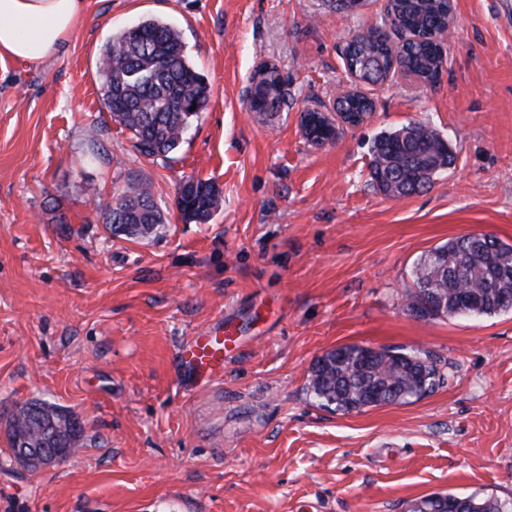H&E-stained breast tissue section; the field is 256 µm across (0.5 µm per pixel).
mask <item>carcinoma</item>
I'll use <instances>...</instances> for the list:
<instances>
[{
	"label": "carcinoma",
	"instance_id": "obj_1",
	"mask_svg": "<svg viewBox=\"0 0 512 512\" xmlns=\"http://www.w3.org/2000/svg\"><path fill=\"white\" fill-rule=\"evenodd\" d=\"M448 0H390L385 24L407 35L398 44L382 28L357 30L346 44L345 66L365 84L384 82L393 63L434 86L442 77ZM103 97L112 120L130 133L134 147L146 157H168L183 141L191 119L209 99V86L189 60L181 33L165 20L150 18L112 34L99 66ZM273 110L285 103L281 81L265 82ZM339 110L350 115L371 114L367 96L346 94ZM373 185L392 198L408 197L431 186L434 177L454 162L443 137L429 126L413 122L377 135L371 145ZM177 208L187 223L208 221L220 205V192L211 182L187 178ZM105 224L113 234L144 237L164 223L152 185L130 181L104 208ZM414 287L407 308L426 302L428 316L496 315L512 310V244L487 234L449 240L420 257L412 270ZM330 350L310 367L308 390L319 405L336 412H362L370 407L419 399L440 384L434 359L419 350L385 348L372 359L364 347ZM78 447L83 426L75 415L53 404L31 401L7 421L11 453L23 438L29 448L45 444L46 431ZM411 512H512V501L494 497L432 494L410 504Z\"/></svg>",
	"mask_w": 512,
	"mask_h": 512
}]
</instances>
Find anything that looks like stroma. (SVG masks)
<instances>
[{"mask_svg": "<svg viewBox=\"0 0 512 512\" xmlns=\"http://www.w3.org/2000/svg\"><path fill=\"white\" fill-rule=\"evenodd\" d=\"M385 0H85L63 52L0 59V512H407L430 494L512 498V310L415 316L411 269L449 239L512 243V0H454L439 85L397 74L362 86L363 125L317 146L309 108L332 112L341 50L382 25ZM177 27L209 86L180 147L148 158L110 118L97 75L112 33ZM277 68L279 112L249 109ZM449 142L453 165L391 199L369 176L374 137L411 122ZM215 183L221 208L183 222L181 182ZM151 182L166 222L132 239L102 207ZM239 342L185 385L179 351L217 329ZM430 352L434 393L343 414L307 390L343 344ZM41 400L86 442L31 471L6 420Z\"/></svg>", "mask_w": 512, "mask_h": 512, "instance_id": "stroma-1", "label": "stroma"}]
</instances>
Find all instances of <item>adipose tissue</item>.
<instances>
[{
    "label": "adipose tissue",
    "mask_w": 512,
    "mask_h": 512,
    "mask_svg": "<svg viewBox=\"0 0 512 512\" xmlns=\"http://www.w3.org/2000/svg\"><path fill=\"white\" fill-rule=\"evenodd\" d=\"M82 12L83 0H0V57L31 64L55 58Z\"/></svg>",
    "instance_id": "ef3b65f1"
}]
</instances>
